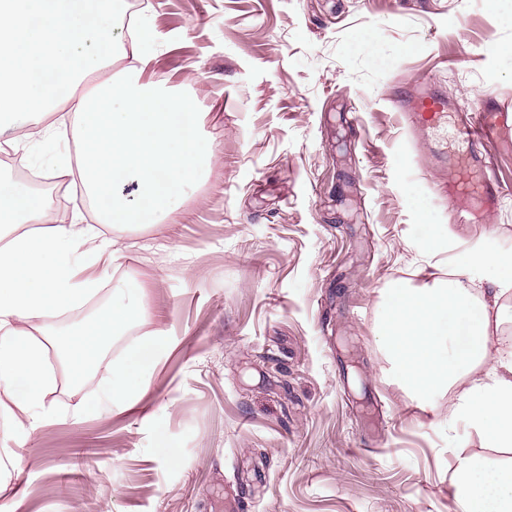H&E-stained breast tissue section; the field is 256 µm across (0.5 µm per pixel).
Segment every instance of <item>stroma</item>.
Instances as JSON below:
<instances>
[{"label": "stroma", "mask_w": 512, "mask_h": 512, "mask_svg": "<svg viewBox=\"0 0 512 512\" xmlns=\"http://www.w3.org/2000/svg\"><path fill=\"white\" fill-rule=\"evenodd\" d=\"M161 52L142 81L195 99L215 162L174 223L127 226L101 299L143 287L173 349L135 413L69 415L144 331L115 336L28 441L16 512H454L449 435L512 464L451 391L392 376L385 295L467 251L512 256V198L451 223L432 187L470 147L405 136L390 98L430 78L445 127L512 106V0H128ZM57 132L0 169L46 171ZM441 245L425 248L429 225ZM173 449L169 463L164 449ZM112 490L103 503L98 484Z\"/></svg>", "instance_id": "35a3bbf8"}]
</instances>
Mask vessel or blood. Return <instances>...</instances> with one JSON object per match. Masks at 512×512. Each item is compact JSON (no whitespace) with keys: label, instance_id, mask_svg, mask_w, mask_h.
<instances>
[{"label":"vessel or blood","instance_id":"b4317fda","mask_svg":"<svg viewBox=\"0 0 512 512\" xmlns=\"http://www.w3.org/2000/svg\"><path fill=\"white\" fill-rule=\"evenodd\" d=\"M403 125L411 132L420 133L439 130L444 110V102L428 85L402 90L393 101ZM512 129V117L499 110H480L470 113L456 127L457 138L474 146L472 170L463 174L457 184L459 195L470 197L487 213L498 210L505 190L498 182L484 175L485 161L478 145L498 138Z\"/></svg>","mask_w":512,"mask_h":512}]
</instances>
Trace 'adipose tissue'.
I'll return each mask as SVG.
<instances>
[{"label":"adipose tissue","instance_id":"obj_1","mask_svg":"<svg viewBox=\"0 0 512 512\" xmlns=\"http://www.w3.org/2000/svg\"><path fill=\"white\" fill-rule=\"evenodd\" d=\"M127 0H0V143L31 148L52 132L48 119L62 86L100 69L111 56L114 28ZM77 155L51 161L48 174L78 178L100 223L172 221L186 190L211 166L200 146L193 98L163 95L138 80L102 81L90 96L68 100ZM22 136H12L14 125ZM136 184L135 197L120 190ZM81 210L64 220L25 184L0 172V417L13 444L0 448V512H14L17 482L31 434L57 414L54 395L102 357L132 324L147 323L143 304L124 290L96 313L101 292L89 267L123 256L120 239L102 236ZM465 266L500 269V286L473 293L458 273L421 288L396 282L386 293L382 334L392 370L420 399L458 389L448 426L466 422L489 447L512 452V345L493 331L500 298L512 290V258L469 253ZM170 331H146L118 359L107 383L81 400L72 418L106 409L137 411L148 377L167 356ZM448 496L455 512H512V465L477 454L454 455Z\"/></svg>","mask_w":512,"mask_h":512}]
</instances>
